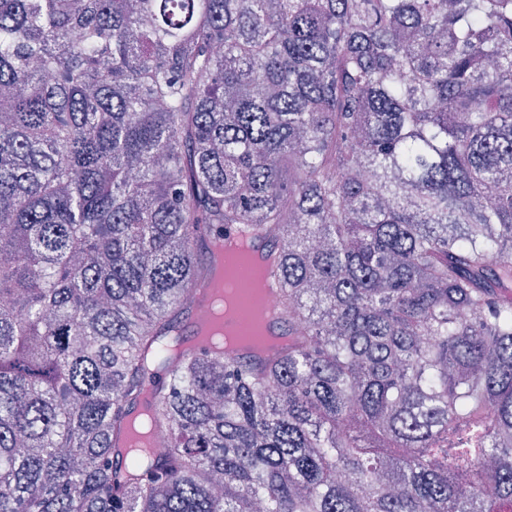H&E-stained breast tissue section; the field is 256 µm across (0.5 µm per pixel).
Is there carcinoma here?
Returning <instances> with one entry per match:
<instances>
[{
  "mask_svg": "<svg viewBox=\"0 0 512 512\" xmlns=\"http://www.w3.org/2000/svg\"><path fill=\"white\" fill-rule=\"evenodd\" d=\"M225 224L294 342L170 366ZM0 512H512V0H0Z\"/></svg>",
  "mask_w": 512,
  "mask_h": 512,
  "instance_id": "1",
  "label": "carcinoma"
}]
</instances>
